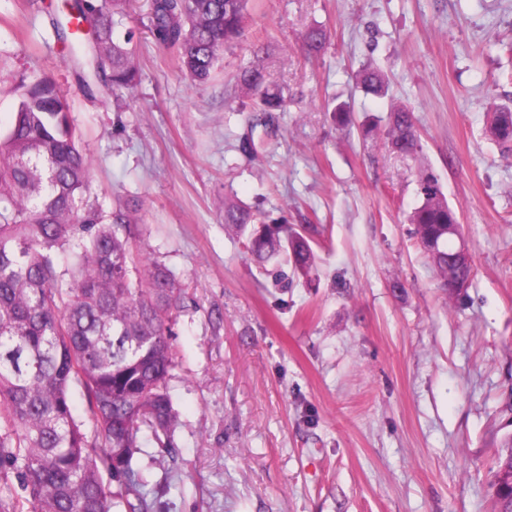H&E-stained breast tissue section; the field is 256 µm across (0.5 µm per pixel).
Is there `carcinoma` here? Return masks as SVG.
I'll return each instance as SVG.
<instances>
[{"instance_id":"obj_1","label":"carcinoma","mask_w":512,"mask_h":512,"mask_svg":"<svg viewBox=\"0 0 512 512\" xmlns=\"http://www.w3.org/2000/svg\"><path fill=\"white\" fill-rule=\"evenodd\" d=\"M129 0H67L53 21L57 39L71 45V63L88 96L102 88L133 89L139 79L133 33L122 31ZM249 0H150L147 28L176 50L181 71L208 81L224 54L245 32ZM87 21L85 47L73 22ZM318 56L327 42L320 27L303 38ZM366 94L385 96V75L368 64L355 75ZM241 89L258 96L241 137L252 153L277 132L290 100L270 88L255 60L239 75ZM14 119L0 131V512H156L148 480L135 464L142 432L173 447L178 413L168 381L174 367L170 322L185 294L174 274L134 257L137 212L115 203L107 213L87 195L91 159L79 147L61 88L35 72L20 78ZM488 134L512 156V100L492 108ZM381 136L386 151L413 177L419 201L408 214L439 287H469L472 259L450 261L463 235L459 212L438 177L417 163L422 150L413 109L394 104ZM265 223L253 207L224 199V224L247 239L254 261L286 257L308 276L316 256L309 239ZM86 403L99 442L89 445L75 414L73 389ZM492 484L501 512H512V431ZM112 476L113 485L104 481Z\"/></svg>"}]
</instances>
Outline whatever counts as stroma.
Returning a JSON list of instances; mask_svg holds the SVG:
<instances>
[{"instance_id": "1", "label": "stroma", "mask_w": 512, "mask_h": 512, "mask_svg": "<svg viewBox=\"0 0 512 512\" xmlns=\"http://www.w3.org/2000/svg\"><path fill=\"white\" fill-rule=\"evenodd\" d=\"M61 0H0V128L36 71L60 86L93 161L90 194L138 209L135 251L186 297L172 326L174 448L138 460L157 512H499L490 483L512 430V159L487 114L512 98V0H251L245 36L212 78L185 77L133 0L140 80L87 98L53 33ZM330 34L320 57L302 37ZM260 58L291 103L243 155ZM374 63L390 96L352 77ZM409 101L423 165L459 209L475 273L436 285L406 217L416 185L379 140L329 108L385 123ZM308 230L310 277L259 267L224 200Z\"/></svg>"}]
</instances>
